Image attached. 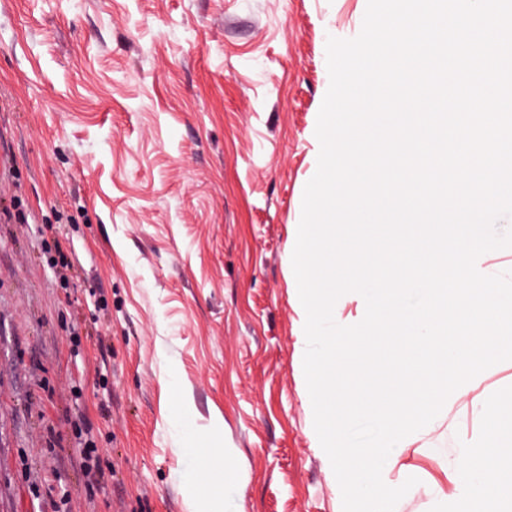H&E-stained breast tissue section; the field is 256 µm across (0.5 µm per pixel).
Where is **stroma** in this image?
Listing matches in <instances>:
<instances>
[{"mask_svg": "<svg viewBox=\"0 0 512 512\" xmlns=\"http://www.w3.org/2000/svg\"><path fill=\"white\" fill-rule=\"evenodd\" d=\"M366 5L0 0V512H342L291 242ZM490 399L512 361L398 443L395 512H471Z\"/></svg>", "mask_w": 512, "mask_h": 512, "instance_id": "obj_1", "label": "stroma"}]
</instances>
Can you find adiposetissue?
<instances>
[{
    "instance_id": "ef3b65f1",
    "label": "adipose tissue",
    "mask_w": 512,
    "mask_h": 512,
    "mask_svg": "<svg viewBox=\"0 0 512 512\" xmlns=\"http://www.w3.org/2000/svg\"><path fill=\"white\" fill-rule=\"evenodd\" d=\"M489 438L486 446L477 452L465 451L458 470L456 484L466 497L489 507L512 503V463L498 453L503 441L512 440V412L500 404L484 407Z\"/></svg>"
}]
</instances>
